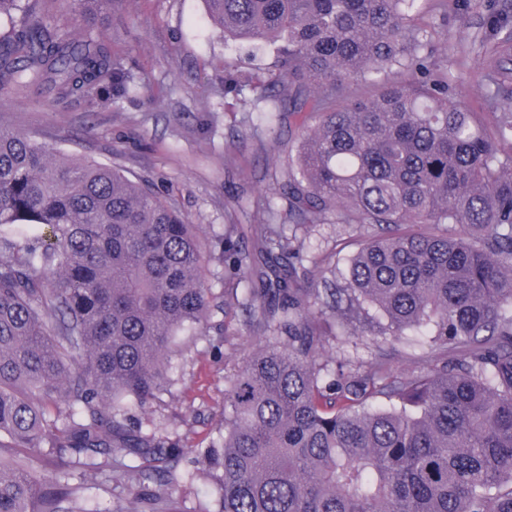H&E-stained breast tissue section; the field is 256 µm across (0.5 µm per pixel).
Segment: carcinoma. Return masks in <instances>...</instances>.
Listing matches in <instances>:
<instances>
[{"mask_svg":"<svg viewBox=\"0 0 512 512\" xmlns=\"http://www.w3.org/2000/svg\"><path fill=\"white\" fill-rule=\"evenodd\" d=\"M41 2L0 0L1 92L118 105L146 89L90 31L123 0H67L74 32ZM204 3L224 42L271 48L224 62L207 89L224 116L249 106L262 142L304 115L272 173L287 210L260 196L252 244L231 240L234 217L224 238V313L260 346L224 389L222 444L195 450L222 471L221 512H512V29L482 79L489 124L433 59L419 0ZM359 82L378 90L347 93ZM286 223L366 237L342 267ZM203 266L197 226L124 169L0 128V512H70L75 488L42 483L39 462L67 476L126 458L145 461L123 473L155 484L150 512H173L179 457L122 405L162 391L176 336L207 322ZM369 308L460 368L331 370L322 321Z\"/></svg>","mask_w":512,"mask_h":512,"instance_id":"1","label":"carcinoma"}]
</instances>
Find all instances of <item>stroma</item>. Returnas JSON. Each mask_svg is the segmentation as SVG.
I'll list each match as a JSON object with an SVG mask.
<instances>
[{
    "instance_id": "stroma-1",
    "label": "stroma",
    "mask_w": 512,
    "mask_h": 512,
    "mask_svg": "<svg viewBox=\"0 0 512 512\" xmlns=\"http://www.w3.org/2000/svg\"><path fill=\"white\" fill-rule=\"evenodd\" d=\"M503 0H447L433 13L435 26L447 29L449 40L432 45L434 57H447L448 78L459 89L461 103L471 111L485 109L480 87L484 52ZM99 27L115 52L135 61L151 92L163 95L162 106L124 103L90 108L82 100L52 104L12 91L0 92V123L35 135L65 153L103 163L117 162L129 178L162 188L190 223L200 225L206 279L215 298L206 328L184 331L176 338L168 377L158 396L124 409L146 433L177 441L183 455L172 486L176 512H220V473L195 462L193 449L218 442L224 429V387L258 344L242 316L224 313V234L226 213L238 210L242 225L262 221L253 205L278 187L268 169L286 166L297 124L282 126L280 144L259 146L248 127L229 131L224 101L205 98L203 88L222 73L224 62L248 55L268 60L265 52L225 46L210 25L203 0H138L133 10L107 15ZM360 236L323 224L306 233L310 254L339 249L355 252ZM332 332L325 355L332 363L368 364L387 354L396 373L417 372L425 365L423 331H408L403 342L380 335L367 322L349 316L342 326L327 322ZM78 490L77 512H148L146 488L120 469L74 470L68 480Z\"/></svg>"
}]
</instances>
